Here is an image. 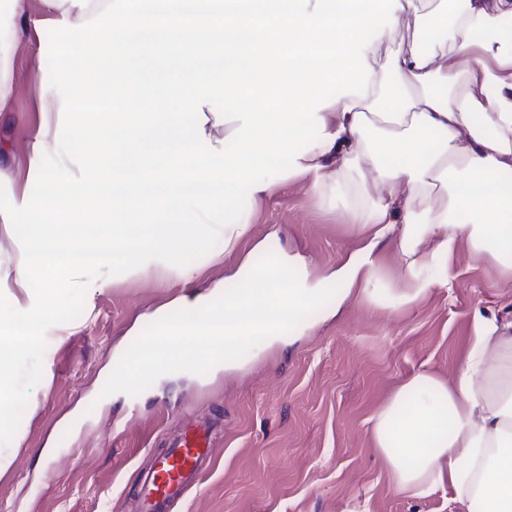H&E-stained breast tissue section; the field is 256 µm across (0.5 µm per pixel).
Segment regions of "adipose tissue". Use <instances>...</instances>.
<instances>
[{
	"mask_svg": "<svg viewBox=\"0 0 512 512\" xmlns=\"http://www.w3.org/2000/svg\"><path fill=\"white\" fill-rule=\"evenodd\" d=\"M64 41L78 44L86 68L124 56L143 0H42ZM427 0H224L195 22L179 20V0H154L176 31L156 48L149 73L130 68L111 90L83 94L67 63L47 69L53 44L31 58L34 80L52 98L27 158L26 179L41 202L14 194L0 225L21 237L15 292L0 313V402L20 353L56 327L54 289H34L65 270L90 240L95 259L119 282L153 270L182 279L201 235L224 240L231 259L222 290L183 296L142 347L125 378L158 360L195 367L226 361L257 338L313 330L355 301L393 311L417 305L448 284L461 248L512 274V0H462L453 41L425 49L414 39L393 65L402 90L380 111H364L374 83L370 61L390 38L392 18H420ZM79 12L81 24L70 20ZM95 30V39L85 37ZM481 48L499 68L473 66ZM273 75L249 78L245 62ZM137 90L148 113L116 112L111 125L85 110L91 98ZM223 127V139L211 130ZM238 145L226 150L227 142ZM73 150L57 179L50 162ZM132 166V176L99 184L101 159ZM313 193L354 189L347 222L361 240L343 262L312 276L305 260L265 252L238 258L254 235L264 196L285 182ZM108 203L107 222L73 234L69 218ZM395 244L400 267L381 281L377 250ZM373 448L389 486L420 500L448 487L466 512H512V322L476 315L455 379L419 372L396 386L370 418Z\"/></svg>",
	"mask_w": 512,
	"mask_h": 512,
	"instance_id": "adipose-tissue-1",
	"label": "adipose tissue"
}]
</instances>
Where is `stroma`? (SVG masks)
I'll list each match as a JSON object with an SVG mask.
<instances>
[{"mask_svg": "<svg viewBox=\"0 0 512 512\" xmlns=\"http://www.w3.org/2000/svg\"><path fill=\"white\" fill-rule=\"evenodd\" d=\"M447 9L446 0H433L420 20L395 18L394 44H382L372 61L368 102L394 85L398 45L427 28L438 43L451 40V24L439 19ZM28 14L26 34L10 51L14 93L0 109V208L26 188V157L41 120L29 61L52 32L41 0H29ZM29 191L42 196L40 188ZM257 240L290 249L317 271L358 246L343 198L321 201L300 182L262 201L254 239L240 255ZM192 264L187 281L148 273L115 284L107 266L62 282L65 333L46 330L20 356L12 398L0 404V448L11 455L0 474V512H135L138 472L196 417L215 423L213 461L174 512H462L448 488L423 500L391 490L369 419L409 376H454L475 313L512 321L511 277L464 249L449 288L408 309L355 302L293 345L255 340L233 370L163 368L126 382L111 367L149 327V314L223 280L222 241L205 239ZM89 278L108 286L87 296Z\"/></svg>", "mask_w": 512, "mask_h": 512, "instance_id": "obj_1", "label": "stroma"}]
</instances>
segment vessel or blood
I'll list each match as a JSON object with an SVG mask.
<instances>
[{"mask_svg": "<svg viewBox=\"0 0 512 512\" xmlns=\"http://www.w3.org/2000/svg\"><path fill=\"white\" fill-rule=\"evenodd\" d=\"M212 431L205 424L185 427L145 471L137 494V512H172L186 498L211 459Z\"/></svg>", "mask_w": 512, "mask_h": 512, "instance_id": "b4317fda", "label": "vessel or blood"}]
</instances>
